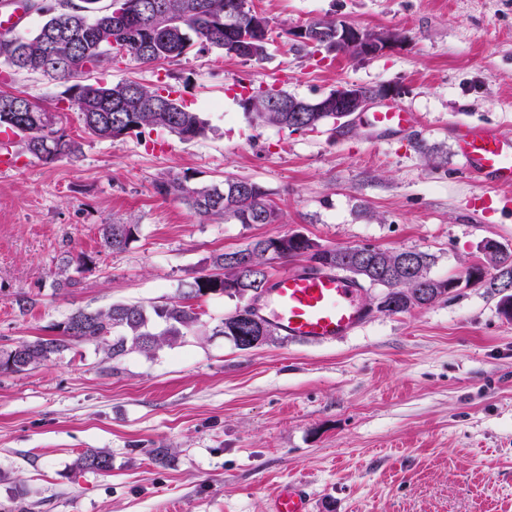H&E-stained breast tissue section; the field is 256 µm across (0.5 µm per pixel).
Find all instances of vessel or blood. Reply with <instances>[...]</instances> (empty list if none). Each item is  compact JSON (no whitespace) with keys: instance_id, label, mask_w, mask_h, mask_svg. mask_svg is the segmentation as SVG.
Wrapping results in <instances>:
<instances>
[{"instance_id":"vessel-or-blood-1","label":"vessel or blood","mask_w":512,"mask_h":512,"mask_svg":"<svg viewBox=\"0 0 512 512\" xmlns=\"http://www.w3.org/2000/svg\"><path fill=\"white\" fill-rule=\"evenodd\" d=\"M413 113L391 105L373 113L374 128L387 132L410 123ZM15 136L0 131V172L19 167L13 150ZM456 151L465 167L484 185L496 191L512 187V137L482 128H466ZM268 320L288 338L314 343L332 342L361 328L369 313L362 301V287L354 279L331 270L286 271L278 275L261 304ZM270 512H309V497L299 482L279 485L270 499Z\"/></svg>"}]
</instances>
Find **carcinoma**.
<instances>
[{"label":"carcinoma","mask_w":512,"mask_h":512,"mask_svg":"<svg viewBox=\"0 0 512 512\" xmlns=\"http://www.w3.org/2000/svg\"><path fill=\"white\" fill-rule=\"evenodd\" d=\"M100 0H56L28 4V9L43 16L42 23L31 34L13 31L0 33V66L13 72H39L51 80H70L105 63L117 54L104 51L98 34L102 33L120 47L135 53L142 64L180 59L190 45L191 36L200 40L202 49L215 48L227 56L244 61H261L267 56L271 23L261 16V24L252 25L256 11L246 7V0H163L165 16L151 20L146 13L149 0H122L117 15L113 9L98 6ZM314 43L313 52L336 49V21L319 20L306 25ZM62 101L78 112L84 130L112 140L141 129H162L189 143L206 133V123L199 113L189 109L184 100L169 90L162 93L134 81L115 85L75 83L64 92ZM27 105L26 112H0V128L13 130L21 139L22 152L50 163L75 158L80 153L78 142L56 127L55 117L27 98L0 91V104ZM304 99L285 89H257L249 98H240L245 112L263 124L290 132L315 131L328 122L340 126L339 112H297ZM163 196L183 200L198 215L231 218L241 224H275L281 211L270 199L267 189L250 179L227 178L220 184L192 186L189 177L174 175L157 185ZM138 232V225L114 221L102 231L101 247L121 251ZM317 241L311 237L291 244L288 250H271L273 238H260L245 248L225 251L213 257L212 269L180 287V301L165 305H143L116 302L94 311L76 309L58 325V338H41L0 350V373H22L51 359H62L78 343L92 344L111 361L138 353L153 358L164 347H172L190 332L203 327V312L197 300L208 295H228L224 277H238L237 265H246L244 287L265 288L270 282L269 264L273 260L302 259L310 262ZM371 272L361 269L355 248L348 247L339 256L334 270L359 278L364 287L378 290L373 300H404L433 282L441 289L439 298H447L448 285L454 280L436 279L429 275L432 255L412 251L417 258L415 272L407 277L397 274L404 250L373 249ZM512 269V251L500 246L480 269L477 281L494 288L501 268ZM216 334L230 340L240 350L246 349V337L260 334L271 338L276 330L264 332L247 323L226 316ZM80 470L108 472L112 470V454L104 448H88L76 459Z\"/></svg>","instance_id":"obj_1"}]
</instances>
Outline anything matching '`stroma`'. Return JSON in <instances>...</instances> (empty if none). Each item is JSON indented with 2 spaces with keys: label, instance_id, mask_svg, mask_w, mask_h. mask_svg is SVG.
Here are the masks:
<instances>
[{
  "label": "stroma",
  "instance_id": "obj_1",
  "mask_svg": "<svg viewBox=\"0 0 512 512\" xmlns=\"http://www.w3.org/2000/svg\"><path fill=\"white\" fill-rule=\"evenodd\" d=\"M271 20L259 63L192 44L173 62L116 59L87 82L163 83L207 123L114 140L62 108L63 84L10 74L4 88L50 111L77 158L26 157L0 174V350L56 335L74 309L174 303L213 255L302 231L328 247L370 245L435 257L431 277L464 274L482 240L512 247V210L485 209L455 153L459 131L512 136V0H248ZM315 19L392 31L382 54H315L281 37ZM388 87L413 125L379 134L354 118L290 132L249 119L244 88L314 99L344 84ZM388 100L379 98L375 107ZM259 182L275 224L199 216L156 186ZM138 224L120 252L103 225ZM85 254L77 287L60 261ZM34 300L28 311L19 294ZM469 286L398 314L371 311L333 343L277 335L240 350L185 336L154 358L106 360L89 344L22 373H0V508L10 512H269L281 482L304 481L310 512H512V319ZM88 448L107 473L78 470ZM168 449L156 461L153 449ZM75 466L80 470L108 472L112 469V455L104 448H88L79 454Z\"/></svg>",
  "mask_w": 512,
  "mask_h": 512
}]
</instances>
